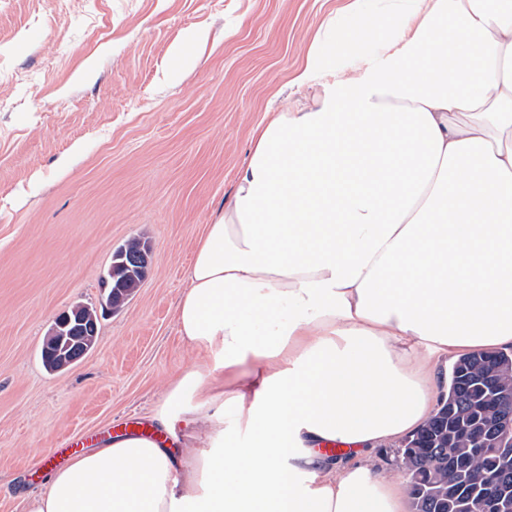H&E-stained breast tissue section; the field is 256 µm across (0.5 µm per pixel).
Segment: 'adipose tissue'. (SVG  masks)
<instances>
[{
    "label": "adipose tissue",
    "mask_w": 512,
    "mask_h": 512,
    "mask_svg": "<svg viewBox=\"0 0 512 512\" xmlns=\"http://www.w3.org/2000/svg\"><path fill=\"white\" fill-rule=\"evenodd\" d=\"M385 23L390 46L319 36L296 82L322 92L257 126L195 247L175 320L198 359L153 420L197 447L85 451L25 512H407L371 451L430 418L447 360L512 346V0H390ZM354 41L383 65L322 84Z\"/></svg>",
    "instance_id": "adipose-tissue-1"
}]
</instances>
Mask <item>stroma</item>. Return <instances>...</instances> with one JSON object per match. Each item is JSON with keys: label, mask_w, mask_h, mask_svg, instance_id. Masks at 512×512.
Returning a JSON list of instances; mask_svg holds the SVG:
<instances>
[{"label": "stroma", "mask_w": 512, "mask_h": 512, "mask_svg": "<svg viewBox=\"0 0 512 512\" xmlns=\"http://www.w3.org/2000/svg\"><path fill=\"white\" fill-rule=\"evenodd\" d=\"M349 2L0 0V512L42 485L35 452L148 422L194 365L174 307L195 243L257 125L312 104L293 79ZM133 236L151 246L146 279L82 361L46 370L54 317L99 307Z\"/></svg>", "instance_id": "1"}]
</instances>
